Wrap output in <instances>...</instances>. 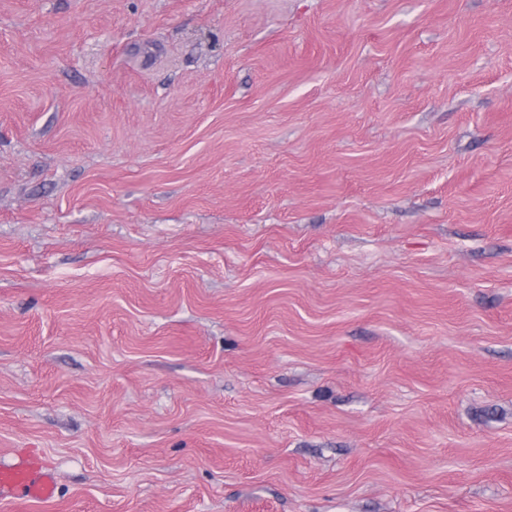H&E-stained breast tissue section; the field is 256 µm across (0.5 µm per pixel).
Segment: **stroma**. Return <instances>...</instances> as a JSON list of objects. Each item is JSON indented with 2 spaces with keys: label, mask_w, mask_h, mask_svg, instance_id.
Listing matches in <instances>:
<instances>
[{
  "label": "stroma",
  "mask_w": 512,
  "mask_h": 512,
  "mask_svg": "<svg viewBox=\"0 0 512 512\" xmlns=\"http://www.w3.org/2000/svg\"><path fill=\"white\" fill-rule=\"evenodd\" d=\"M41 512H512V0H0V458ZM56 496L54 471L39 458L25 456L11 462L0 460V505L23 501L39 510Z\"/></svg>",
  "instance_id": "stroma-1"
}]
</instances>
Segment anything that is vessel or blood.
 Listing matches in <instances>:
<instances>
[{
	"mask_svg": "<svg viewBox=\"0 0 512 512\" xmlns=\"http://www.w3.org/2000/svg\"><path fill=\"white\" fill-rule=\"evenodd\" d=\"M56 496L54 471L41 459L25 456L0 461V505L21 501L32 512L50 503Z\"/></svg>",
	"mask_w": 512,
	"mask_h": 512,
	"instance_id": "b4317fda",
	"label": "vessel or blood"
}]
</instances>
